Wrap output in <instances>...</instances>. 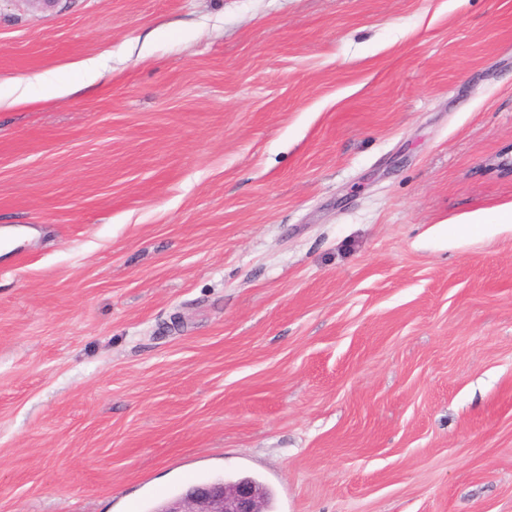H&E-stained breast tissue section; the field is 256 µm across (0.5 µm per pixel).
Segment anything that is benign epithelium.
Wrapping results in <instances>:
<instances>
[{"mask_svg": "<svg viewBox=\"0 0 512 512\" xmlns=\"http://www.w3.org/2000/svg\"><path fill=\"white\" fill-rule=\"evenodd\" d=\"M160 512H261L253 484L228 486L222 480L193 485L182 496L161 505Z\"/></svg>", "mask_w": 512, "mask_h": 512, "instance_id": "7a95c632", "label": "benign epithelium"}]
</instances>
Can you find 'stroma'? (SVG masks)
I'll use <instances>...</instances> for the list:
<instances>
[{
  "label": "stroma",
  "mask_w": 512,
  "mask_h": 512,
  "mask_svg": "<svg viewBox=\"0 0 512 512\" xmlns=\"http://www.w3.org/2000/svg\"><path fill=\"white\" fill-rule=\"evenodd\" d=\"M0 512H512V0H0ZM33 88L40 89L41 97H53L58 94L61 86H58L55 83L54 75L52 73H44L17 80L13 86L10 87L7 95L13 96L20 90V93L16 97V102H28L30 99L27 93ZM225 480L193 485L182 496L161 505L158 512H261V496L254 485L261 490L266 512L273 511V492L259 477ZM243 480L250 483H238Z\"/></svg>",
  "instance_id": "obj_1"
}]
</instances>
